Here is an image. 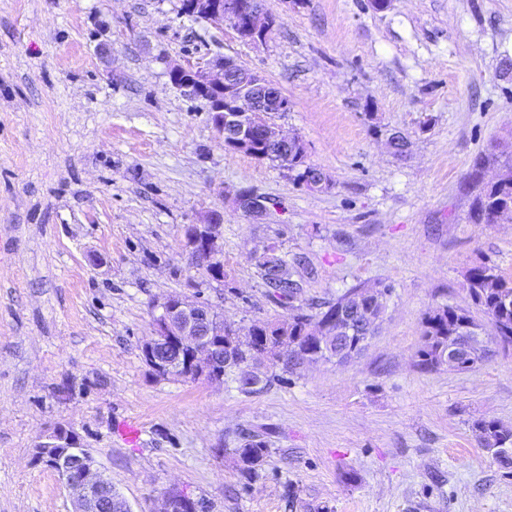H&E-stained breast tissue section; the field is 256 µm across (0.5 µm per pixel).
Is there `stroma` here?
<instances>
[{
  "label": "stroma",
  "instance_id": "1",
  "mask_svg": "<svg viewBox=\"0 0 512 512\" xmlns=\"http://www.w3.org/2000/svg\"><path fill=\"white\" fill-rule=\"evenodd\" d=\"M181 0H0V512H72L34 463L68 423L133 512L179 488L209 512H512V475L474 420L512 427V347L466 371L418 366L425 317L471 307L466 273L512 278V223L469 211L512 160V0H267L265 43H243ZM224 56L290 106L328 188L225 148L169 62ZM410 142L394 157L391 132ZM265 197L256 220L233 195ZM220 213L224 281L188 266L186 225ZM306 257L305 307L389 286L383 321L339 364L254 370L268 386L158 377L141 346L153 306L183 294L244 328L285 316L253 255ZM134 421L136 443L119 434ZM269 453L257 478L240 433ZM268 453L265 441L258 435H248L244 438L243 444L232 450L240 470L249 477L259 475Z\"/></svg>",
  "mask_w": 512,
  "mask_h": 512
}]
</instances>
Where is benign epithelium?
Instances as JSON below:
<instances>
[{
  "label": "benign epithelium",
  "mask_w": 512,
  "mask_h": 512,
  "mask_svg": "<svg viewBox=\"0 0 512 512\" xmlns=\"http://www.w3.org/2000/svg\"><path fill=\"white\" fill-rule=\"evenodd\" d=\"M192 12L216 26L242 21L239 34L251 44L266 41L273 27L272 16L261 0L243 6L241 0H194ZM173 86L189 92L207 103L211 122L221 138H226L242 151L251 149L256 134L277 154L286 157L301 144L295 135L284 133L275 123V115L286 112L289 100L261 73L237 69L230 58L214 56L202 66H185L173 62L168 67ZM235 201L240 210L261 217L267 211L264 197L255 193H239ZM224 228L221 216L210 215L204 224H190L185 235L189 247V266L196 270L209 268L215 272L224 267L219 244ZM224 334V318L207 302L173 295L156 304L151 336L143 343L144 361L156 373L174 377L186 365L193 366L198 378L208 382L224 381L225 362L233 360L224 353L220 336ZM172 347L189 349L187 359L170 358L163 351ZM34 460L54 471L72 496L73 512H100L102 493L113 497L118 512H132L123 496L112 487V481L96 468L91 452L81 446L78 432L71 426L57 424L44 431L33 447ZM159 512H199L198 502L178 488L164 492Z\"/></svg>",
  "instance_id": "benign-epithelium-1"
}]
</instances>
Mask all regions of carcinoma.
I'll return each instance as SVG.
<instances>
[{
    "mask_svg": "<svg viewBox=\"0 0 512 512\" xmlns=\"http://www.w3.org/2000/svg\"><path fill=\"white\" fill-rule=\"evenodd\" d=\"M295 173V180H300L304 169L309 167L306 162L305 147H299L288 159L279 156H268ZM470 219L476 224H497L512 222V166L506 165L503 177L495 184L480 188L476 195ZM258 277L267 288V296L276 305L291 310L281 320L262 321L260 325L250 326L245 333L237 331L224 334V343L234 346L240 363L258 355L257 346L261 345L273 352L283 342L297 347L296 356L282 363L283 369L290 370L303 364L309 354L315 355L314 361L336 359L343 362L358 354L361 348L350 342L340 347L337 353L316 356L317 334L331 319H340L343 311L364 307L371 311V321L382 320L384 308L375 303V296L382 292H390V288L375 285H359L348 289L328 303L326 309L316 313H306L294 306L301 294V280L296 278L297 268L302 266V259L293 263L280 251V246L272 242L264 246L263 255L255 260ZM467 288L472 304L488 319L497 323L502 335L508 337L512 346V306L503 308V300H512V278L507 279L497 273L496 269L486 264L471 267L466 276ZM477 324L472 312L467 308L443 306L429 315L424 323L422 345L418 350L419 366L429 371L444 365L443 354L448 349V342L461 337L464 328ZM488 360L482 352L474 355H462L452 368L458 371L469 370ZM238 388L245 393L261 390L263 379L255 375L247 376L246 371L237 374ZM483 448L497 460L501 468L512 471V456H502L498 448L507 442L512 445V428H507L495 419H478L474 422ZM269 449L265 441L257 435L244 438L243 444L232 449L240 470L250 476L259 475Z\"/></svg>",
    "mask_w": 512,
    "mask_h": 512,
    "instance_id": "obj_1",
    "label": "carcinoma"
}]
</instances>
